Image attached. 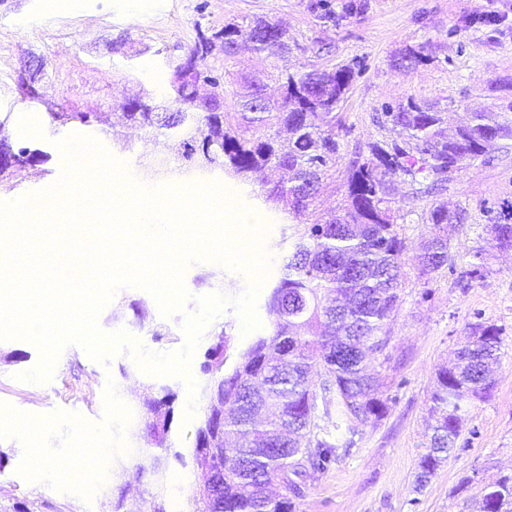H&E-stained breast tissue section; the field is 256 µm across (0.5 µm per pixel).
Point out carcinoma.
Here are the masks:
<instances>
[{
    "label": "carcinoma",
    "mask_w": 512,
    "mask_h": 512,
    "mask_svg": "<svg viewBox=\"0 0 512 512\" xmlns=\"http://www.w3.org/2000/svg\"><path fill=\"white\" fill-rule=\"evenodd\" d=\"M243 42L259 55L282 52L288 50V33L257 18L245 26L227 24L209 37L202 34L174 67V94L165 111L137 100L124 104L122 112L127 122L155 137H179L189 169L220 168L260 184L266 170L286 171L287 181L261 192L283 204L292 223L301 226L267 299L269 329L239 350L229 367L226 330L216 333L205 351V405L188 449L199 480L186 512H296L305 479L325 470L338 449L353 447L360 427L385 416L387 403L366 361L384 354L386 326L403 303L406 242L398 220L405 214L396 205L395 183L428 195L463 160L485 157L512 140V117L504 112H469L449 134L444 113L432 105L410 98L387 106L374 120L391 126L399 139L370 144L366 154L354 151L342 202L321 212L316 202L348 133L336 108L355 80V68L345 64L276 75L258 70L240 77L228 98L220 77L204 63L217 47L224 60L233 59ZM424 60L423 48H407L392 65L410 70ZM200 78L214 94L197 95ZM51 118L62 125L94 121L85 112H54ZM45 160L39 150L0 141L1 177ZM425 223L430 230L418 247L417 269L427 284L448 266L444 229L462 223V214L436 205L425 212ZM486 231L490 247L512 249V224H488ZM487 255L485 248L477 251L479 262L459 276L462 287L486 277ZM468 330L467 347L435 374V423L420 458L418 489L455 448L468 403L492 387L490 366L499 361L503 329L478 322ZM175 400L168 387L152 386L143 403L154 473L167 450ZM151 501L159 507H129L121 496L112 512H166L160 479ZM480 512H512V476L482 488Z\"/></svg>",
    "instance_id": "cac0c4a2"
}]
</instances>
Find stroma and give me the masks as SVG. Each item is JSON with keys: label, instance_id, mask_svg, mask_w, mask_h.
<instances>
[{"label": "stroma", "instance_id": "1", "mask_svg": "<svg viewBox=\"0 0 512 512\" xmlns=\"http://www.w3.org/2000/svg\"><path fill=\"white\" fill-rule=\"evenodd\" d=\"M480 7L481 0H87L77 11L72 0H0V138L49 155L1 180L0 196L19 198L61 173L57 140L90 136L145 187L218 184L236 209L260 216L270 256L256 299L258 327L243 334L236 308L225 306L207 323L186 380L142 372L126 346L98 362L81 345L70 344L48 381H29L25 375L39 362L37 348L21 339L0 340V418L19 413L31 424L27 432L0 427L5 455L0 512L17 504L29 512H111L119 495L149 499L154 476L137 481L132 474L135 465L148 462L139 410L150 384L171 386L177 395L164 483L168 512H185L196 476L176 456L193 445L198 427L197 419L186 416L187 382L200 380L199 364L215 331L227 328L243 346L267 330L265 303L297 240L283 206L258 198L257 185L219 169L179 172L172 143L118 123L122 104L132 98L162 103L175 61L199 32L272 18L288 31L287 52L260 58L244 49L230 61L217 54L207 58V67L223 75L229 92L237 75L257 69L277 74L362 61L363 74L338 108L350 129L342 140L344 159L392 138V131L373 120L385 104L410 98L433 104L452 123L467 109L512 105V0H500L508 18L498 26L477 20ZM410 46L424 47L428 62L411 70L394 68L392 58ZM33 57L43 62L31 74L39 97L25 100L16 78ZM55 112H90L96 119L88 127L60 125L51 119ZM398 193L412 248L404 256V301L387 325L388 359L379 369L388 411L377 425L364 427L356 447L308 478L297 512H467L485 480L512 475V252L489 257L485 280L469 288L458 282L475 248L486 242V224L512 216V140L491 156L466 163L435 196L411 197L405 185ZM435 201L464 211L465 220L448 229V268L425 285L417 277L414 245L428 231L423 216ZM183 283L188 296L181 311L169 316L148 291L120 288L98 315L100 330L126 331L150 353L178 351L186 341L184 317L197 312L198 297L238 296L249 279L218 261L202 260L185 267ZM134 302L142 303V318L134 317ZM476 322L503 330L494 388L489 398L470 405L454 453L421 492H414L435 369ZM37 448L44 455L38 471L29 464ZM89 461L101 470L92 484L81 479Z\"/></svg>", "mask_w": 512, "mask_h": 512}]
</instances>
